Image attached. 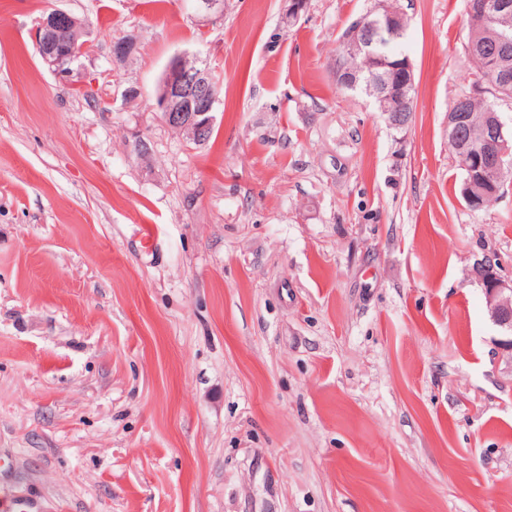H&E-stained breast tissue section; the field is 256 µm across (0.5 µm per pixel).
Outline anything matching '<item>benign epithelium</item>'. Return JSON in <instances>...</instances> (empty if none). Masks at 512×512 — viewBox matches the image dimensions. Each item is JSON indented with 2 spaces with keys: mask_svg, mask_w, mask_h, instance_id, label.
<instances>
[{
  "mask_svg": "<svg viewBox=\"0 0 512 512\" xmlns=\"http://www.w3.org/2000/svg\"><path fill=\"white\" fill-rule=\"evenodd\" d=\"M383 4L385 0H377L367 16L354 21L356 27H367L376 32L383 28H402L406 14L402 11L388 13L383 9ZM84 32L85 23L72 14L58 9L47 13L39 20L34 33L42 63L61 78L71 77V53L66 51L64 45L84 35ZM413 83L410 66H387L378 90L380 94L390 97V90ZM156 101L169 128L190 142L197 145L204 143L215 122V79L208 68L190 67L179 62L169 65L159 85ZM482 140L488 144V148L472 156L470 162L482 168L485 180L492 182L499 179L505 167L512 163V139L504 134L500 113H489ZM475 277L482 285L490 318L501 329L499 345L512 350V277L501 275L497 265L488 266L483 262L477 264Z\"/></svg>",
  "mask_w": 512,
  "mask_h": 512,
  "instance_id": "1",
  "label": "benign epithelium"
}]
</instances>
